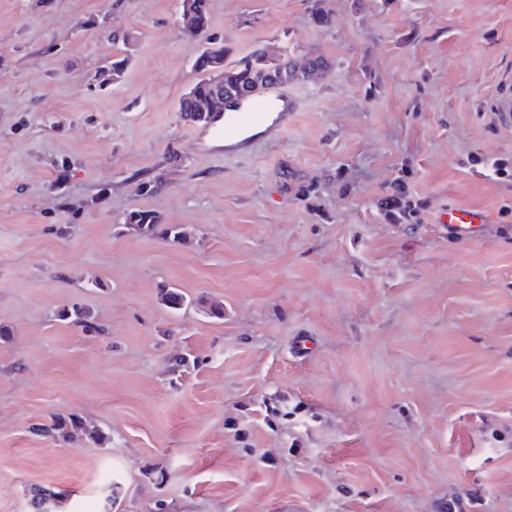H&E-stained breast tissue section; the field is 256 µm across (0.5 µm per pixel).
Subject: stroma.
Returning a JSON list of instances; mask_svg holds the SVG:
<instances>
[{
	"instance_id": "35a3bbf8",
	"label": "stroma",
	"mask_w": 512,
	"mask_h": 512,
	"mask_svg": "<svg viewBox=\"0 0 512 512\" xmlns=\"http://www.w3.org/2000/svg\"><path fill=\"white\" fill-rule=\"evenodd\" d=\"M208 11L0 0V512H512V186L468 162L512 150V0ZM208 39L324 61L287 132L180 112ZM71 415L101 440L35 431ZM393 191L379 203L380 214L388 224H412L424 206L408 189L407 182L398 177L392 183Z\"/></svg>"
}]
</instances>
